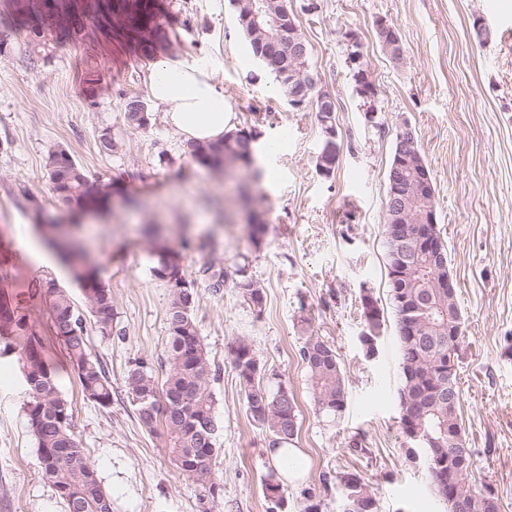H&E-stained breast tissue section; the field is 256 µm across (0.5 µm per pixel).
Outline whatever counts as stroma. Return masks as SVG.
I'll use <instances>...</instances> for the list:
<instances>
[{"instance_id":"obj_1","label":"stroma","mask_w":512,"mask_h":512,"mask_svg":"<svg viewBox=\"0 0 512 512\" xmlns=\"http://www.w3.org/2000/svg\"><path fill=\"white\" fill-rule=\"evenodd\" d=\"M180 34L178 57L205 58L234 126L258 134L254 162L226 169L199 165L149 106L146 128L123 118V98L144 95L146 61L132 43L88 23L64 43L48 34L32 42L0 19V290L19 293L54 281L76 305L83 290L62 262L35 269L17 237L41 240L42 224H62L80 241L99 282L111 291L117 320L100 332L87 322L89 348L112 382V403L87 399L51 328L46 307L33 315L45 357L73 412L75 436L112 500V512H198L201 485L180 473L162 434L142 428L124 380L135 360L156 375L166 368L170 290L154 276L155 251H182L194 283V318L216 368L211 384L218 422L214 481L224 495L212 512H338V477L358 474L377 512H445L420 460L408 457L400 423L399 343L387 325L375 358H366L361 293L388 304L380 226L395 135L409 125L434 185L437 229L448 249L467 340L457 379L461 418L473 454L472 482L492 488L512 512V0H288L309 44L316 92L336 101L341 154L333 176L316 159L323 134L315 112L293 109L272 76L250 54L233 0H160ZM489 31L478 42L472 23ZM392 23L404 49L394 64L375 24ZM359 52L377 88L382 122H367L348 66ZM96 69L107 86L88 98L82 82ZM110 133L117 152L100 148ZM281 142L276 152L270 143ZM66 148L105 194L99 211L73 223L49 191L45 157ZM158 227L156 239L143 234ZM264 225L258 240L250 227ZM224 269L213 289L205 266ZM245 266L265 293L255 317L234 286ZM321 337L345 376L346 408L328 421L316 412L299 350ZM251 344L262 385L285 388L298 409L294 442L306 461L302 477L283 483L281 501L264 491L275 466L264 430L246 413L231 365L238 340ZM26 388L16 353L0 355V512H66L43 477L25 414Z\"/></svg>"}]
</instances>
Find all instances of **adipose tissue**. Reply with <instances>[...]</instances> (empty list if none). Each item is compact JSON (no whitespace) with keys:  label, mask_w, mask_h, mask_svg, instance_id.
<instances>
[{"label":"adipose tissue","mask_w":512,"mask_h":512,"mask_svg":"<svg viewBox=\"0 0 512 512\" xmlns=\"http://www.w3.org/2000/svg\"><path fill=\"white\" fill-rule=\"evenodd\" d=\"M144 87L147 98L162 107L165 120L184 146L221 142L232 129L224 94L204 59L156 55Z\"/></svg>","instance_id":"obj_1"}]
</instances>
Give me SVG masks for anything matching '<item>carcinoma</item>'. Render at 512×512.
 Here are the masks:
<instances>
[{"instance_id":"cac0c4a2","label":"carcinoma","mask_w":512,"mask_h":512,"mask_svg":"<svg viewBox=\"0 0 512 512\" xmlns=\"http://www.w3.org/2000/svg\"><path fill=\"white\" fill-rule=\"evenodd\" d=\"M21 0H9L11 18L20 27L33 31L43 24L40 13L32 5L20 6ZM58 12L69 23L54 29L60 40H75L93 20L106 33H112V16H121L119 30L137 46L139 56L149 60L155 57L159 45L180 44V34L171 25L156 20L153 0H56ZM327 94L309 90L305 105L317 113L319 122H336L332 112L324 111ZM140 97L127 99L124 120L128 126L144 128L149 119L139 116L136 105ZM253 133L231 131L224 140L207 147H196L191 157L212 168L228 167L236 163H250ZM45 167L49 175V190L59 205L75 211L93 198L92 185L72 154L60 147L48 150ZM424 204L418 200L407 203L406 224L382 225L387 275L396 271L401 277L388 280V300L394 317L400 345L401 385L398 406L401 416L415 411L419 417L422 437L419 451L435 493L450 505L454 498L469 505V512H489L486 496L471 483L472 468H467L454 484H444L451 475L458 453L472 460L470 448L461 434L459 418L460 388L457 378L441 379L448 362V349L461 353L465 343L461 313L456 296L437 288L440 272L431 254L413 248L407 235L416 228ZM48 243L56 252H63L70 265L81 272L75 277L83 282L86 308L97 328L112 329L116 319L115 305L110 290L104 288L88 270L84 248L59 237L58 229L47 226ZM180 254L163 249L157 254L154 275L164 280L170 273L184 275L179 264ZM234 287L256 317L265 308L263 289L248 275L245 267L236 270ZM30 298L45 301L53 329L63 339L70 361L77 372L84 394L103 407L112 405V381L98 357L91 354L86 336L83 313L69 294L60 288L34 287L28 289ZM168 309V370L164 378L156 377L144 360L134 362L125 378L129 398L137 406L141 426L151 434L163 427L166 447L171 449L177 467L201 482L199 501L214 498L217 483L212 470L216 454L215 437L218 424L213 411L210 392L214 370L205 346L197 353L182 349L188 338L199 337L192 311L195 302L183 292L170 288ZM366 336L361 346L366 357L375 356L377 341L386 326L384 309L369 290L361 295ZM0 340L18 351L21 373L28 400L26 412L44 477L49 480L67 512H112V501L103 489L96 470L80 448L74 434L71 404L58 389L51 368L46 361L43 341L30 317L22 309L12 306L6 296L0 297ZM231 363L243 385L246 410L252 421L265 430L269 447H281L294 442L299 433L298 410L295 401L283 400L282 389L271 391L256 381L261 374L252 345L240 340L231 349ZM300 357L307 367L315 406L323 415L338 419L346 406L345 380L336 352L317 336L305 339ZM205 418L212 425L210 432L196 427V419ZM458 435V441L448 444V431ZM442 446L431 447L429 440ZM76 494L67 493L72 486ZM355 504L353 512H377L376 499L368 486L358 480L347 490Z\"/></svg>"}]
</instances>
